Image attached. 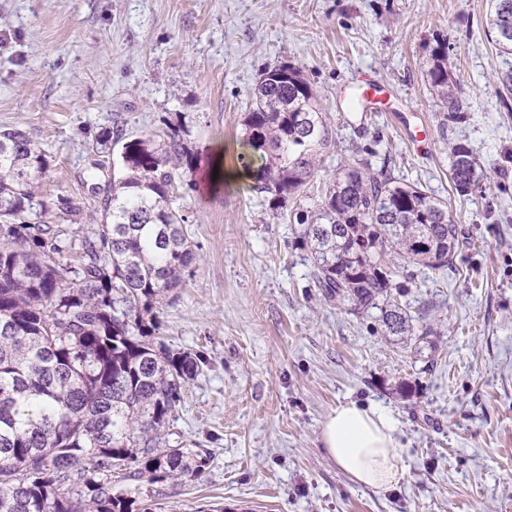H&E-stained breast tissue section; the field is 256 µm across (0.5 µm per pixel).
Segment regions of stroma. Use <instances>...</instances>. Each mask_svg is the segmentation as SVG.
<instances>
[{
  "label": "stroma",
  "mask_w": 512,
  "mask_h": 512,
  "mask_svg": "<svg viewBox=\"0 0 512 512\" xmlns=\"http://www.w3.org/2000/svg\"><path fill=\"white\" fill-rule=\"evenodd\" d=\"M490 0H0V130L44 150V197L82 210L61 223V259L75 264L95 229L87 183L107 185L118 150L95 149L105 129L127 137L176 129L192 153L243 164L244 117L260 72L284 63L311 83L335 146L300 195L320 203L338 165L389 168L447 200L460 230L453 269L418 273L402 302L429 332L386 335L325 301L312 261L293 241L290 211L273 214L252 178L209 183L178 169L174 208L187 218L197 262L162 297L158 335L200 361L163 437L201 448L196 478L114 490L153 512H512V97L487 33ZM460 84L449 121L425 76L437 41ZM375 74L378 112L351 107L356 79ZM430 137L407 143L396 113ZM484 172L462 196L450 181L452 144ZM396 421L404 477L386 491L355 484L320 439L343 401Z\"/></svg>",
  "instance_id": "35a3bbf8"
}]
</instances>
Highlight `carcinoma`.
Returning <instances> with one entry per match:
<instances>
[{
    "label": "carcinoma",
    "instance_id": "1",
    "mask_svg": "<svg viewBox=\"0 0 512 512\" xmlns=\"http://www.w3.org/2000/svg\"><path fill=\"white\" fill-rule=\"evenodd\" d=\"M489 35L512 56V0H494ZM426 80L448 111L463 109L446 44L430 54ZM121 146L117 172L99 201L80 259L48 219L80 214L72 199L43 198L49 161L20 130L0 131V512H151L112 492V472L150 484L195 478L209 453L163 448L162 436L196 359L157 339L156 303L180 287L196 262L186 218L171 206V166H211L178 131L129 141L117 131L98 145ZM243 144L261 159L253 189L277 211L295 200L331 152V129L302 71L282 64L260 76ZM460 195L479 185L476 157L450 147ZM296 245L310 253L322 295L350 313L380 311L391 336L416 335L397 301L414 267L454 266L459 230L447 201L388 173L341 165L313 210L292 211Z\"/></svg>",
    "mask_w": 512,
    "mask_h": 512
}]
</instances>
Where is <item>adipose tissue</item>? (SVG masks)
<instances>
[{"mask_svg":"<svg viewBox=\"0 0 512 512\" xmlns=\"http://www.w3.org/2000/svg\"><path fill=\"white\" fill-rule=\"evenodd\" d=\"M395 431L387 412L348 401L337 404L325 418L320 439L332 461L354 482L386 490L404 473Z\"/></svg>","mask_w":512,"mask_h":512,"instance_id":"obj_1","label":"adipose tissue"}]
</instances>
